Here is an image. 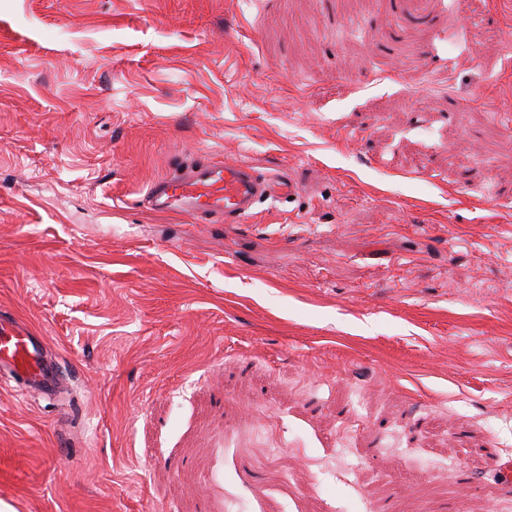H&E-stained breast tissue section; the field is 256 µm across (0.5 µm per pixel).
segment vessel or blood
<instances>
[{
    "mask_svg": "<svg viewBox=\"0 0 512 512\" xmlns=\"http://www.w3.org/2000/svg\"><path fill=\"white\" fill-rule=\"evenodd\" d=\"M296 191L293 183L262 180L238 164L203 163L154 182L147 193L151 205L195 214H218L225 223L244 221L260 199L279 198ZM0 373L16 383L19 396L51 397L60 390L55 360L46 357L41 337L16 319L0 317Z\"/></svg>",
    "mask_w": 512,
    "mask_h": 512,
    "instance_id": "obj_1",
    "label": "vessel or blood"
}]
</instances>
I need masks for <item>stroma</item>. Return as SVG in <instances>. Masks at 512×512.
I'll return each instance as SVG.
<instances>
[{"instance_id":"obj_1","label":"stroma","mask_w":512,"mask_h":512,"mask_svg":"<svg viewBox=\"0 0 512 512\" xmlns=\"http://www.w3.org/2000/svg\"><path fill=\"white\" fill-rule=\"evenodd\" d=\"M426 6L0 0V512L512 503V0ZM201 161L298 191L149 209ZM0 372L16 383L18 396L49 398L60 390L57 360L48 359L43 339L14 318L0 317Z\"/></svg>"}]
</instances>
